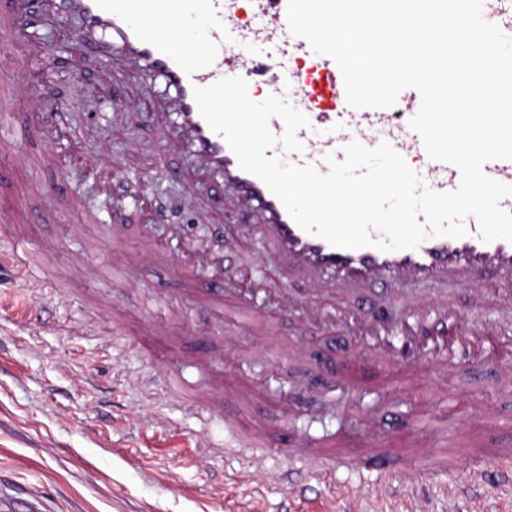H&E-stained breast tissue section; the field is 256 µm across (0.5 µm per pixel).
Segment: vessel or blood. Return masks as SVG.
Here are the masks:
<instances>
[{
	"instance_id": "vessel-or-blood-1",
	"label": "vessel or blood",
	"mask_w": 512,
	"mask_h": 512,
	"mask_svg": "<svg viewBox=\"0 0 512 512\" xmlns=\"http://www.w3.org/2000/svg\"><path fill=\"white\" fill-rule=\"evenodd\" d=\"M254 3L258 23L247 30L236 19L234 0H43V8L48 13L61 11L78 17L89 35L86 45L93 54H111L112 44L103 35L116 34L127 61L157 74L175 89L174 103L180 117L174 131L176 146L191 153L199 171L215 174L219 187L229 189L238 206L251 210L274 255L306 272L313 286L353 291L450 278L481 282L492 276L511 275L512 242L482 241L474 217L465 219L468 234L461 239L431 235L417 248L389 252L374 247L337 248L300 229L265 183L239 168L225 139L208 127L193 98L194 88L234 76L253 80L255 89L266 94L290 100L307 92L303 108L310 126L297 133L303 152L287 153L279 146L272 149L286 162L309 163L324 173L328 170L326 155L340 153L346 143L356 140L374 148L386 142L414 162L423 187L452 191L461 180L456 166L428 156L421 137L409 126L421 105L416 89H407L403 109L398 113L390 108L352 109L342 99L345 89L338 66L324 55L318 56L311 68L289 71L274 65L267 77L254 79L252 56L238 49L243 40L260 48L273 46L284 57L311 51L304 39L293 36L288 29L287 0ZM29 4L30 0H0V35L23 45L27 55L43 58L48 54L46 47L25 42L31 22ZM29 111L49 144L70 141V134L62 130L67 118L61 102L49 104L37 99L30 103ZM179 246L193 251L199 262L176 267L175 275L204 274L223 282L225 293H237L234 275L218 268L209 243L183 240ZM408 310V315L415 316V323L406 322V315L378 305L363 313L344 307L318 308L306 301L297 305V315L305 325L353 333L362 324L374 327L375 334L367 344L380 362L414 365L426 361L444 375L456 362L482 352L490 336H497L500 346L512 350L511 334H498L486 326H465L456 307L447 302L436 300L425 306L412 303ZM302 391L311 410L322 411L336 403L334 394L326 388L307 384ZM509 459L511 448L494 449L480 459L473 480L495 474L512 494V468L505 465ZM367 464L383 476V494L398 496V487L385 479L397 466L392 452L370 456Z\"/></svg>"
}]
</instances>
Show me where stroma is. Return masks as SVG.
I'll use <instances>...</instances> for the list:
<instances>
[{"instance_id": "35a3bbf8", "label": "stroma", "mask_w": 512, "mask_h": 512, "mask_svg": "<svg viewBox=\"0 0 512 512\" xmlns=\"http://www.w3.org/2000/svg\"><path fill=\"white\" fill-rule=\"evenodd\" d=\"M76 26L29 28L46 60L0 36V90L53 89L88 157L45 142L29 112H0V138L12 144L0 151V210L34 211L30 222L0 226V254L24 235L37 275L17 297L12 270L0 269V477L44 497L47 512H346L313 461L289 457L287 445L302 435L334 452L363 414L406 460L399 483L413 479L420 440L451 456L450 471L420 486L417 512H505L495 475L475 494L458 489L473 452L512 448V383L501 379L512 360L493 352L446 377L407 371L369 361L354 339L300 326L271 302L255 300L247 315L205 278L174 277L148 252L168 225L184 224L242 280L323 306L339 300L278 263L249 215L216 204L206 183L186 193L191 162L168 136L178 121L173 89L128 69L121 52L83 53ZM91 211L98 222H87ZM437 294L464 322L512 327V276L480 291L466 281L396 288L402 301ZM329 359L365 363L351 413L278 415ZM252 384L262 396L238 403ZM228 417L269 422L270 449L246 446ZM336 470L368 512H389L361 450Z\"/></svg>"}]
</instances>
